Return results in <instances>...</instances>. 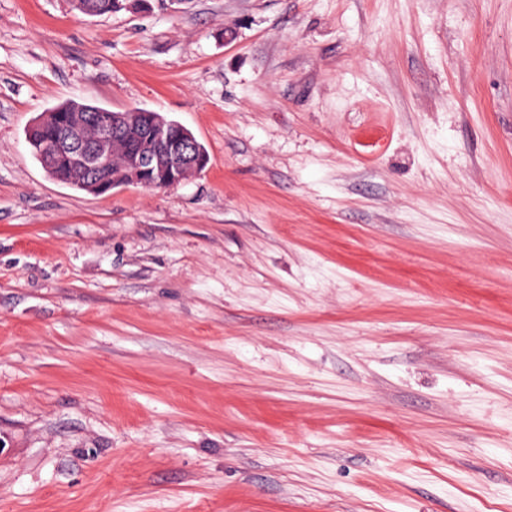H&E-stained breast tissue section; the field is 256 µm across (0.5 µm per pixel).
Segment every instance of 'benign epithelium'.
I'll return each instance as SVG.
<instances>
[{
  "mask_svg": "<svg viewBox=\"0 0 512 512\" xmlns=\"http://www.w3.org/2000/svg\"><path fill=\"white\" fill-rule=\"evenodd\" d=\"M96 136L88 138L87 118L80 112L69 114L66 125L48 146L42 148L47 159L68 154L88 168L112 155L115 141L124 136L123 119L110 112L96 118ZM147 146L136 151L127 165L124 182L150 188H165L180 182L186 170H200L208 158L180 126L158 119L144 133Z\"/></svg>",
  "mask_w": 512,
  "mask_h": 512,
  "instance_id": "benign-epithelium-1",
  "label": "benign epithelium"
}]
</instances>
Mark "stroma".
Wrapping results in <instances>:
<instances>
[{
    "instance_id": "stroma-1",
    "label": "stroma",
    "mask_w": 512,
    "mask_h": 512,
    "mask_svg": "<svg viewBox=\"0 0 512 512\" xmlns=\"http://www.w3.org/2000/svg\"><path fill=\"white\" fill-rule=\"evenodd\" d=\"M66 101L209 161L57 182ZM0 512H512V0H0ZM145 1L148 0H73L72 3L83 14L103 16L122 9L136 11L138 2ZM143 138L148 145L132 155L124 173L127 184L165 188L180 182L185 170L199 171L207 164V156L178 125L158 119Z\"/></svg>"
}]
</instances>
